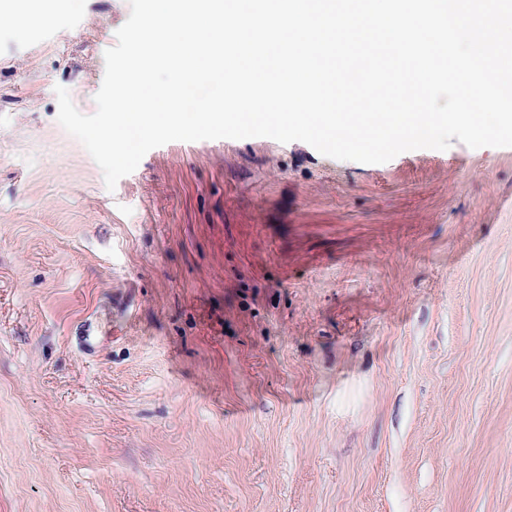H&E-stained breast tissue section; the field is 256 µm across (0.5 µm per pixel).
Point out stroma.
<instances>
[{
	"instance_id": "obj_1",
	"label": "stroma",
	"mask_w": 512,
	"mask_h": 512,
	"mask_svg": "<svg viewBox=\"0 0 512 512\" xmlns=\"http://www.w3.org/2000/svg\"><path fill=\"white\" fill-rule=\"evenodd\" d=\"M129 0L0 17V512H512V147L173 141L107 189Z\"/></svg>"
}]
</instances>
